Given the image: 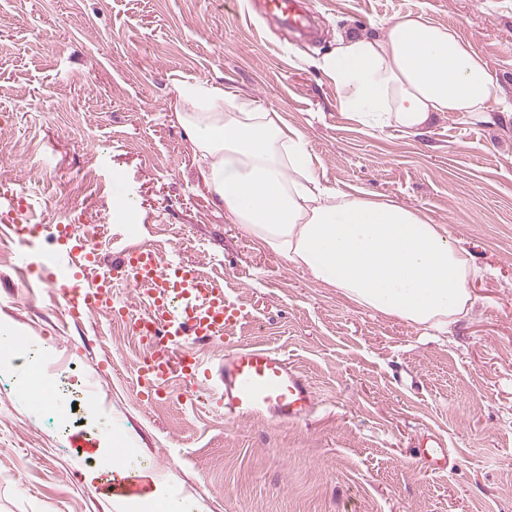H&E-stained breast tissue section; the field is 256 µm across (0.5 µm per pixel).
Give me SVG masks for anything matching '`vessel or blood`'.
Wrapping results in <instances>:
<instances>
[{
  "label": "vessel or blood",
  "instance_id": "vessel-or-blood-1",
  "mask_svg": "<svg viewBox=\"0 0 512 512\" xmlns=\"http://www.w3.org/2000/svg\"><path fill=\"white\" fill-rule=\"evenodd\" d=\"M264 16L292 33L311 30L314 15L304 0H258ZM0 223L7 225L22 247V261L31 270L46 274L50 285L69 288L76 270L98 263V252L85 240L70 235L63 224L49 226L56 242L52 252L42 251L34 225L18 216L16 191L0 184ZM122 281L139 291L143 311L124 316L127 335L149 345L138 370L139 387L162 394L175 377L191 387L206 386L225 418L272 419L294 423L314 413L316 392L308 377L282 353L271 348L235 343L227 347L218 363L204 361L184 346L188 336L222 338L227 329L245 327L250 310L232 290L216 285L195 264L173 262L150 247H134L121 257ZM70 290L73 307L94 312L110 307L111 283L95 288ZM142 478L136 467L112 472L102 485L112 495L137 487Z\"/></svg>",
  "mask_w": 512,
  "mask_h": 512
}]
</instances>
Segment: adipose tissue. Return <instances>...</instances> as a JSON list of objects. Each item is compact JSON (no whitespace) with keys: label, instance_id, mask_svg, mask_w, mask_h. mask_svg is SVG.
I'll return each mask as SVG.
<instances>
[{"label":"adipose tissue","instance_id":"ef3b65f1","mask_svg":"<svg viewBox=\"0 0 512 512\" xmlns=\"http://www.w3.org/2000/svg\"><path fill=\"white\" fill-rule=\"evenodd\" d=\"M316 66L338 106L371 129L417 133L442 112L489 121L495 83L452 28L393 17L380 36L338 37ZM172 115L199 177L231 223L350 302L439 331L468 314V253L422 211L324 186L306 138L277 113L225 103L214 84H179Z\"/></svg>","mask_w":512,"mask_h":512}]
</instances>
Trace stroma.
I'll use <instances>...</instances> for the list:
<instances>
[{"label":"stroma","mask_w":512,"mask_h":512,"mask_svg":"<svg viewBox=\"0 0 512 512\" xmlns=\"http://www.w3.org/2000/svg\"><path fill=\"white\" fill-rule=\"evenodd\" d=\"M316 41L283 40L248 0H0V183L30 224L100 225L130 246L195 262L254 314L241 340L281 351L314 384L304 421L227 420L180 382L144 398L146 343L112 311L71 318L67 295L20 278L0 231V319L54 384L78 381L60 419L34 416L0 357V512H115L110 428L150 460L167 494L208 512H512V115L445 112L419 134L369 130L340 111L315 60L348 30L422 13L453 26L512 101V0H308ZM212 83L275 112L309 143L323 184L422 210L467 251L473 306L433 334L357 307L261 248L200 183L170 104ZM132 195L130 220L114 192ZM445 439L447 470L414 457Z\"/></svg>","instance_id":"1"}]
</instances>
